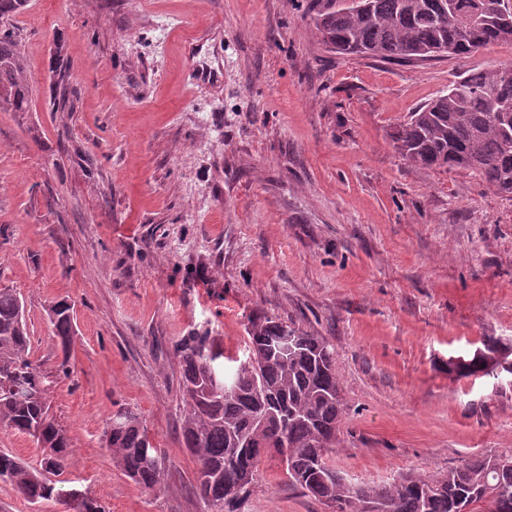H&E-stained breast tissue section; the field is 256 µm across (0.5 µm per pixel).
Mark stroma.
Returning a JSON list of instances; mask_svg holds the SVG:
<instances>
[{"instance_id": "35a3bbf8", "label": "stroma", "mask_w": 512, "mask_h": 512, "mask_svg": "<svg viewBox=\"0 0 512 512\" xmlns=\"http://www.w3.org/2000/svg\"><path fill=\"white\" fill-rule=\"evenodd\" d=\"M315 17L313 0H29L9 20L27 94L0 108V288L25 300L64 476L105 512H207L177 345L243 356L263 316L333 344L344 478L512 451V375L448 373L485 338L512 345V196L389 137L461 73L512 65V44L388 62L332 52ZM121 409L158 448L156 490L106 446ZM237 512L329 509L268 457ZM70 311V304L62 299L50 305L48 312L53 334L65 354L70 352L74 335Z\"/></svg>"}]
</instances>
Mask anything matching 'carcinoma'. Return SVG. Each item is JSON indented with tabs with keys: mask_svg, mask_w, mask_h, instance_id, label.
I'll return each instance as SVG.
<instances>
[{
	"mask_svg": "<svg viewBox=\"0 0 512 512\" xmlns=\"http://www.w3.org/2000/svg\"><path fill=\"white\" fill-rule=\"evenodd\" d=\"M315 23L322 41L339 54H367L388 61L424 60L445 52L461 56L511 43L512 22L500 21L512 0H359L354 9L317 0ZM28 0H0V19L26 9ZM23 64L18 38L0 26V105L24 110ZM394 149L411 165L470 169L489 186L512 194V80L502 69L472 71L448 92L419 107L390 133ZM71 306L49 307V321L63 352L59 370L68 373L73 343ZM293 350L272 347L284 334ZM247 354L234 374L217 375L223 354L205 353L206 337L190 336L178 353L188 411L182 423L184 448L196 465L195 489L211 512H234L240 494L255 478L264 456L286 457L288 482L342 512H512V456H473L441 476L409 472L385 484L347 481L327 461L347 414L330 342L269 317L250 321ZM24 301L0 288V426L22 434L37 429L44 449L38 467L0 451V477L25 499L71 509L73 490L62 478L71 448L68 431L49 413L47 376L30 359ZM512 346L486 340L471 356L448 360L457 377L512 374ZM106 444L125 475L147 489L160 484L158 450L130 411L109 418ZM251 465L243 480L242 463Z\"/></svg>",
	"mask_w": 512,
	"mask_h": 512,
	"instance_id": "obj_1",
	"label": "carcinoma"
}]
</instances>
